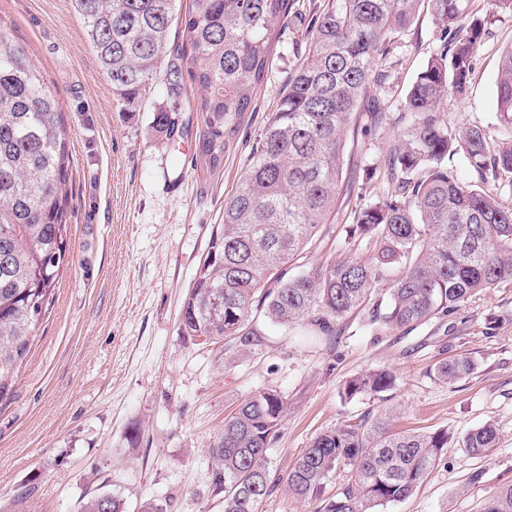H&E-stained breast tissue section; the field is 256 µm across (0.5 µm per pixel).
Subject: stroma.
<instances>
[{"label": "stroma", "instance_id": "obj_1", "mask_svg": "<svg viewBox=\"0 0 512 512\" xmlns=\"http://www.w3.org/2000/svg\"><path fill=\"white\" fill-rule=\"evenodd\" d=\"M0 19L60 101L74 172L72 255L14 391L0 400V512H78L100 481L127 512L147 498L166 501L169 512H224L210 446L225 416L265 388L289 406L269 454L273 473L284 474L325 429L389 410L394 429L445 428L451 438L416 492L378 512H483L486 499L512 483V285L413 328L372 323L368 306L336 320L323 339L308 325L288 328L260 316L259 341L245 358L180 332L181 308L224 200L280 101L289 68L305 56L303 29L287 24L275 32L254 110L214 170L199 154L198 123L176 143L153 136L151 114L168 102L162 80L137 112L123 111L71 0H0ZM440 37V24L422 6L390 54L388 85L370 89L346 132L330 222L289 275L370 257L367 242L348 232L351 211L384 197L386 155L407 127L406 93ZM511 45V17L488 23L471 93L447 101L448 120L493 121L495 75ZM375 103L385 122L374 118ZM459 355L475 361L472 374L435 375L439 362ZM382 368L395 372L393 389L343 397L350 377ZM489 420L498 427L494 448L484 455L461 448L462 437Z\"/></svg>", "mask_w": 512, "mask_h": 512}]
</instances>
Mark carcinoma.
I'll return each mask as SVG.
<instances>
[{
	"label": "carcinoma",
	"instance_id": "cac0c4a2",
	"mask_svg": "<svg viewBox=\"0 0 512 512\" xmlns=\"http://www.w3.org/2000/svg\"><path fill=\"white\" fill-rule=\"evenodd\" d=\"M294 0H73L112 92L135 111L159 70L169 106L153 112L151 129L167 140L182 134L177 99L183 72L202 90L193 105L202 123L201 156L224 162L267 77L276 28L293 14ZM421 0H323L310 18L295 17L309 41L305 59L289 68L280 105L253 145L235 193L224 200L222 223L183 302L180 329L206 343L228 341L251 351L260 313L281 325L312 321L324 333L333 322L367 304L380 269L401 273L389 288L385 312L371 321L404 327L451 314L492 288L512 284V47L501 57L495 90L497 142L482 124L441 117L448 99L469 97L475 59L488 20L471 0H428L442 23L443 48L432 54L404 102L407 134L391 147V190L354 211L351 231L374 242L373 261L342 258L294 278L285 266L328 223L342 175L344 132L367 97L382 83L392 45L415 21ZM182 46L168 48L174 20ZM460 157L481 187L467 185L448 161ZM73 182L71 151L59 102L25 47L0 27V400L14 388L38 325L54 302L69 262L68 224ZM475 362L439 363L438 377L455 380ZM395 374L377 369L346 382L343 394L378 396ZM288 415L276 390L259 391L224 417L210 448L214 484L224 512H259L280 481L301 501L322 499L320 512H374L402 502L428 476L448 430L395 431L379 415L327 429L288 467L269 469L271 445ZM498 437L485 423L462 439L483 455ZM348 474L336 494L322 498L338 471ZM80 512H126L125 500L99 488ZM485 512H512V484L494 492Z\"/></svg>",
	"mask_w": 512,
	"mask_h": 512
}]
</instances>
